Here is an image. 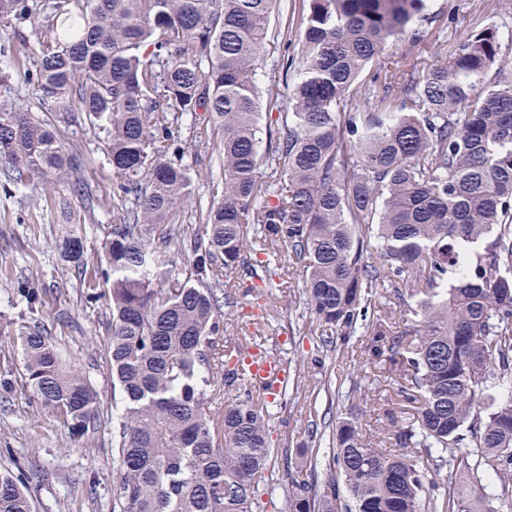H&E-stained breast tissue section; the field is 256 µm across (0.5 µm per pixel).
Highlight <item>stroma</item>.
<instances>
[{
    "label": "stroma",
    "mask_w": 512,
    "mask_h": 512,
    "mask_svg": "<svg viewBox=\"0 0 512 512\" xmlns=\"http://www.w3.org/2000/svg\"><path fill=\"white\" fill-rule=\"evenodd\" d=\"M427 21L416 33L390 42L386 56L402 67L413 63L436 64L449 57L462 35L488 25L512 31V0H429ZM38 23H25L21 34L0 26V100L23 108H36L31 88L22 73L30 68L38 50ZM65 148L80 156V176L86 196H77L70 181L48 176L36 186H23L0 176V466L20 469L33 496L35 512H113L118 466L112 456V414L115 401L112 370L106 357L109 308L88 302L87 289L59 248L63 237L75 234L85 242L83 262L88 271L104 263L103 248L118 223L120 208L112 201V167L104 145L93 133L78 126L59 129ZM184 161L193 177L194 200L180 209L176 223L199 221L197 202L219 198L218 149L210 137H183ZM26 281L41 294L42 320L56 340L62 361L87 377L100 401L101 425L93 440L73 438L55 415L32 399L25 388L20 353L12 341L26 325L24 302L16 293ZM281 286L272 297L258 293L240 296L239 304L223 318L216 337L219 348H237L242 336L256 337L267 353L286 366L289 382L319 389L327 370H334L339 393L320 392L316 405L289 398L286 407L268 423L272 447L296 448L307 438L311 407L330 409L332 417L357 418L364 433L384 435L385 415L395 398L381 367L368 364L364 334L352 336L330 360L310 331V309L302 293L301 274L284 265ZM274 305L276 317L256 327L252 316L264 304Z\"/></svg>",
    "instance_id": "stroma-1"
}]
</instances>
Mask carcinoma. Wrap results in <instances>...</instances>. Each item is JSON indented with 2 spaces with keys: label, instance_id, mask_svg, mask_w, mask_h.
Segmentation results:
<instances>
[{
  "label": "carcinoma",
  "instance_id": "carcinoma-1",
  "mask_svg": "<svg viewBox=\"0 0 512 512\" xmlns=\"http://www.w3.org/2000/svg\"><path fill=\"white\" fill-rule=\"evenodd\" d=\"M279 2L0 0V23L42 27L27 81L44 117L0 100L6 178L56 174L83 192L57 131L80 112L122 206L104 246L109 289L85 276L82 238L62 243L88 298L110 309L119 512H258L280 486L267 423L288 388L210 409L249 386L251 350L214 341L238 303L221 278L279 287L280 248L300 268L320 347L369 326L366 360L415 405L387 446L353 418L330 435L311 424L283 458L286 512H512V76L499 29L461 38L446 63L401 70L384 50L425 20L427 0H307L298 30L282 33L298 37L297 56L263 88ZM285 94L288 111L260 129ZM186 116L220 138L223 191L204 223L154 244L149 227L172 223L192 193ZM173 244L185 262L166 287ZM383 291L404 302L398 331L372 308ZM17 294L26 386L69 434L95 433L96 391L59 358L38 290L21 282ZM0 512H34L23 474L0 472Z\"/></svg>",
  "mask_w": 512,
  "mask_h": 512
}]
</instances>
